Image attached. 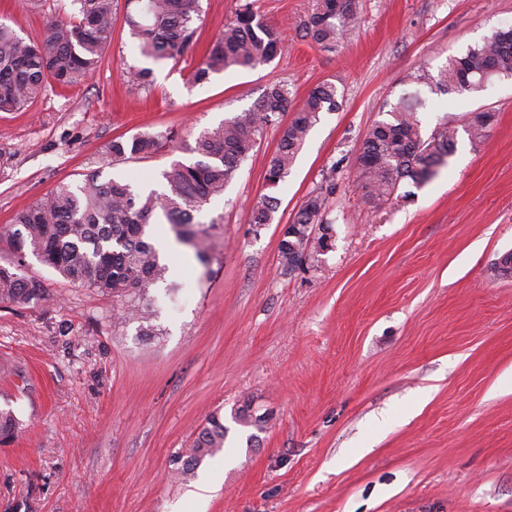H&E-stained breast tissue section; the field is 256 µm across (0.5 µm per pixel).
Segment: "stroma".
Wrapping results in <instances>:
<instances>
[{"mask_svg": "<svg viewBox=\"0 0 512 512\" xmlns=\"http://www.w3.org/2000/svg\"><path fill=\"white\" fill-rule=\"evenodd\" d=\"M64 0H0V22L41 40ZM241 0H201L192 51L156 64L140 55L115 0L98 70L47 87L23 112H0V227L60 184L98 171L158 189L172 162H193L200 131L249 109L272 82L302 100L330 81L342 95L310 130L275 189L272 224L250 208L282 125L264 129L223 196L197 213L214 223L202 267L153 227L169 266L154 339L113 318L110 297L65 281L27 256L37 303H0V408L21 422L0 444V512H512V278L492 265L512 250V78L474 95L421 85L419 118L495 115L481 145L456 148L409 199L374 204L351 173L367 130L468 45L512 26V0H360V25L325 50L297 29L310 0H255L282 27L271 64L210 83L190 75ZM153 69L130 92L128 67ZM171 131L148 159L107 162L112 139ZM333 186L329 247L303 269L279 263L283 225L311 192ZM251 401L264 422L234 419ZM228 436L194 474L173 462L212 412Z\"/></svg>", "mask_w": 512, "mask_h": 512, "instance_id": "stroma-1", "label": "stroma"}]
</instances>
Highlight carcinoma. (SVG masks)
<instances>
[{
    "mask_svg": "<svg viewBox=\"0 0 512 512\" xmlns=\"http://www.w3.org/2000/svg\"><path fill=\"white\" fill-rule=\"evenodd\" d=\"M77 15L56 18L39 42L27 41L0 23V112H22L46 87H73L98 68L112 37L114 0H72ZM126 23L139 38L140 52L154 61L175 60L194 45L200 19V0H126ZM357 0H312L311 12L300 24L304 36L326 47L349 36L359 25ZM283 49L282 31L266 24L250 0L239 6L236 17L212 43L198 63L191 82L203 85L228 70L255 69L273 62ZM133 90L152 84V70H126ZM493 77H512V27L498 29L453 56L437 75L422 73L412 82L425 83L447 93H478ZM422 102L402 100L387 111L388 119L376 122L361 147V165L355 168L354 186L373 203L411 196L399 193L401 186L417 187L435 178L448 163L456 146V120L445 118L426 132L418 116ZM339 107L338 89L324 82L292 107L288 85L275 82L266 87L252 108L201 131L188 150L196 160L173 162L162 172L163 190L137 192L122 179L100 180V174L84 175L81 184L57 186L50 194L17 213L16 228L6 229L14 258L0 264V302L30 303L45 298L40 281L20 274L26 255L57 271L68 282L94 288L112 297L120 318L139 322L141 335H157L155 299L151 288L165 281L168 265L161 262L151 239V226L161 219L171 226L176 241L193 250L198 262L210 264L211 230L216 222L200 224L195 213L211 199L224 195L240 164L257 145L264 128L280 123L288 111L293 116L283 129L277 149L270 157L265 180L273 190L288 175L311 128L322 112ZM495 113H469L464 131L471 144L489 136ZM169 133H139L112 140V161L149 158L171 140ZM331 190L311 193L292 223L304 226L324 223ZM277 197L264 194L251 210L250 223L257 229L272 223ZM328 228L319 240L284 237L279 243V262L293 272L303 267L305 250L328 247ZM243 427H257L244 403L235 413ZM19 421L13 411L0 409V442L15 437ZM227 429L220 412L211 414L192 445L178 454L174 463L182 476L194 472L208 456L224 447Z\"/></svg>",
    "mask_w": 512,
    "mask_h": 512,
    "instance_id": "cac0c4a2",
    "label": "carcinoma"
}]
</instances>
